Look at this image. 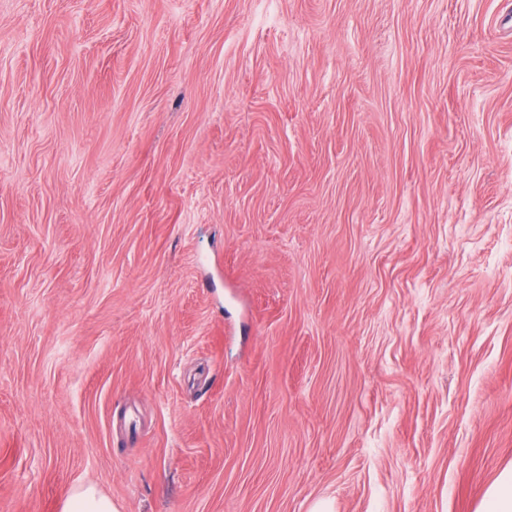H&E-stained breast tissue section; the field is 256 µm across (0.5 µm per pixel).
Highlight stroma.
<instances>
[{"label":"stroma","mask_w":512,"mask_h":512,"mask_svg":"<svg viewBox=\"0 0 512 512\" xmlns=\"http://www.w3.org/2000/svg\"><path fill=\"white\" fill-rule=\"evenodd\" d=\"M506 0H0V512H476L512 464ZM62 512H118L112 501L92 486L74 488L63 503Z\"/></svg>","instance_id":"stroma-1"}]
</instances>
